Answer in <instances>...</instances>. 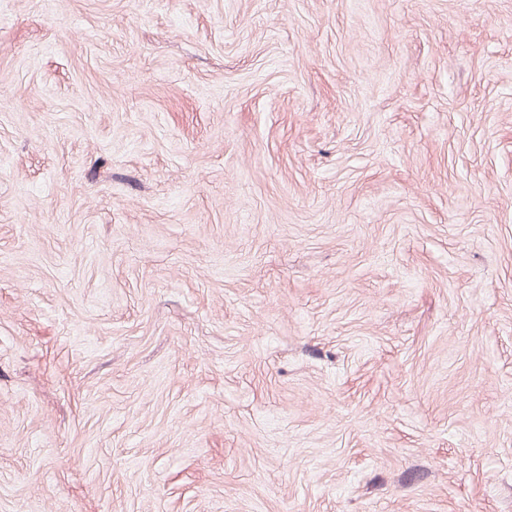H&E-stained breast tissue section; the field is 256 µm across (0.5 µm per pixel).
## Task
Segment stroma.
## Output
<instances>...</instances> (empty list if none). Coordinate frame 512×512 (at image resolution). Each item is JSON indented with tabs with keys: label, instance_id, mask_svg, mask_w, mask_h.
<instances>
[{
	"label": "stroma",
	"instance_id": "obj_1",
	"mask_svg": "<svg viewBox=\"0 0 512 512\" xmlns=\"http://www.w3.org/2000/svg\"><path fill=\"white\" fill-rule=\"evenodd\" d=\"M0 512H512V0H0Z\"/></svg>",
	"mask_w": 512,
	"mask_h": 512
}]
</instances>
